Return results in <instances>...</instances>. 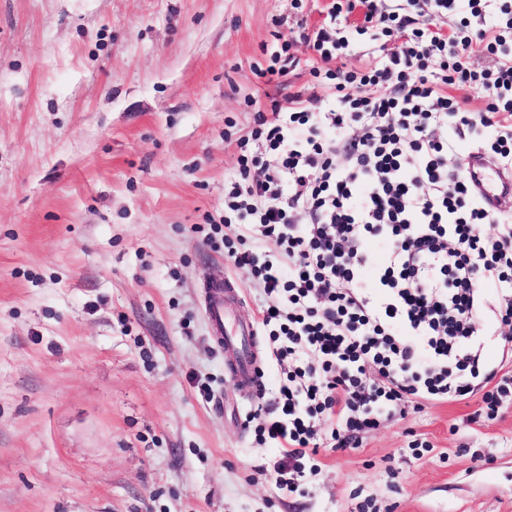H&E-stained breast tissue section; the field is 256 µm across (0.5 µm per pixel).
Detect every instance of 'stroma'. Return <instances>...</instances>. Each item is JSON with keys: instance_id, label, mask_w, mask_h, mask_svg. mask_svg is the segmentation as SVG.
I'll list each match as a JSON object with an SVG mask.
<instances>
[{"instance_id": "1", "label": "stroma", "mask_w": 512, "mask_h": 512, "mask_svg": "<svg viewBox=\"0 0 512 512\" xmlns=\"http://www.w3.org/2000/svg\"><path fill=\"white\" fill-rule=\"evenodd\" d=\"M330 0H0V512H512V400L426 403L279 489L204 286L263 295L224 184L257 113L323 96L300 23ZM281 33L301 65L259 74Z\"/></svg>"}]
</instances>
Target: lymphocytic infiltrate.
I'll list each match as a JSON object with an SVG mask.
<instances>
[{"label":"lymphocytic infiltrate","instance_id":"f902f5d3","mask_svg":"<svg viewBox=\"0 0 512 512\" xmlns=\"http://www.w3.org/2000/svg\"><path fill=\"white\" fill-rule=\"evenodd\" d=\"M486 2L332 0L329 25L299 31L330 99L297 94L288 111L258 114L264 150H243L224 186L234 223L272 245L261 259L228 256L262 288V325L286 367L274 406L256 409L282 452L279 488L318 471L322 422L344 451L392 412L480 389L490 413L512 395V374L483 356L494 337L512 339V224L450 162L463 136L512 168V0L492 16ZM359 4L387 41L366 69L329 70L351 49L342 27ZM477 52L490 67L471 68ZM465 87L483 90L482 110L453 96Z\"/></svg>","mask_w":512,"mask_h":512}]
</instances>
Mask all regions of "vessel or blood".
I'll return each mask as SVG.
<instances>
[{
    "label": "vessel or blood",
    "mask_w": 512,
    "mask_h": 512,
    "mask_svg": "<svg viewBox=\"0 0 512 512\" xmlns=\"http://www.w3.org/2000/svg\"><path fill=\"white\" fill-rule=\"evenodd\" d=\"M467 176L488 209L512 208V171L489 167L479 151L467 157ZM233 294L232 284L206 289V314L219 344L234 355L230 374L241 387L254 390L261 384V366L254 350L257 344L252 324L228 322L227 311Z\"/></svg>",
    "instance_id": "b4317fda"
}]
</instances>
